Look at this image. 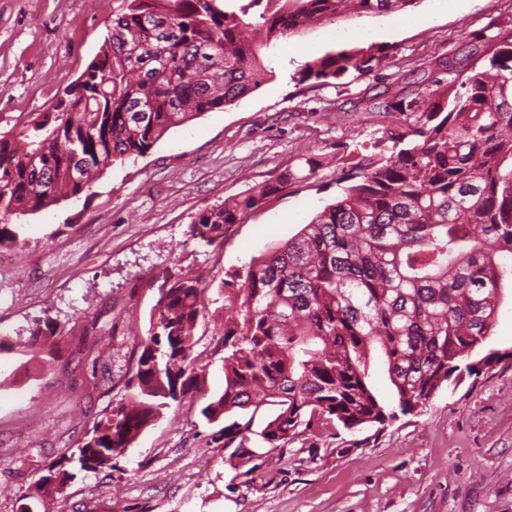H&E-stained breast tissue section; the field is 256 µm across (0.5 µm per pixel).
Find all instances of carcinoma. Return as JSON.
I'll return each mask as SVG.
<instances>
[{
  "label": "carcinoma",
  "instance_id": "cac0c4a2",
  "mask_svg": "<svg viewBox=\"0 0 512 512\" xmlns=\"http://www.w3.org/2000/svg\"><path fill=\"white\" fill-rule=\"evenodd\" d=\"M130 0L54 111L0 132V246L20 244L12 220L77 196L118 160L143 157L173 128L222 109L273 74L262 50L297 29L346 12L395 13L419 0ZM389 57L369 44L329 51L297 72L326 85L369 75ZM466 67L461 80H448ZM438 76L370 111L403 117L376 152L336 156L341 193L245 275L224 281V390L201 409L241 476L257 443L283 448L314 419L354 432L426 407L445 386L479 374L508 350L485 349L504 289L512 286V32L430 63ZM327 166L304 153L238 201L199 212L188 234L209 246L247 211ZM150 311L124 393L77 448L42 505L82 471L113 468L169 402L201 392L192 357L204 289L185 275ZM18 345L60 347L65 330L37 319ZM380 354L398 410L370 383ZM276 407L259 431L258 411ZM246 421H241L245 412Z\"/></svg>",
  "mask_w": 512,
  "mask_h": 512
}]
</instances>
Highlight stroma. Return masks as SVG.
I'll return each mask as SVG.
<instances>
[{
  "instance_id": "1",
  "label": "stroma",
  "mask_w": 512,
  "mask_h": 512,
  "mask_svg": "<svg viewBox=\"0 0 512 512\" xmlns=\"http://www.w3.org/2000/svg\"><path fill=\"white\" fill-rule=\"evenodd\" d=\"M128 0H0V131L49 111L97 53ZM512 31V0L464 8L419 0L394 14L340 16L263 52L275 74L223 109L171 129L141 158L116 163L79 197L23 219L0 248V334L52 317L72 339L56 355L0 351V512H21L46 465L76 447L120 399L163 276L203 273L194 356L205 391L224 389L223 280L294 236L340 191L334 168L272 196L229 225L220 247L187 235L202 209L258 190L302 148L373 153L393 118L370 111L397 74L475 36ZM386 66L314 88L293 75L311 57L358 43ZM198 398L170 403L113 468L83 472L34 512H512V357L384 428L314 422L239 476L212 443Z\"/></svg>"
}]
</instances>
